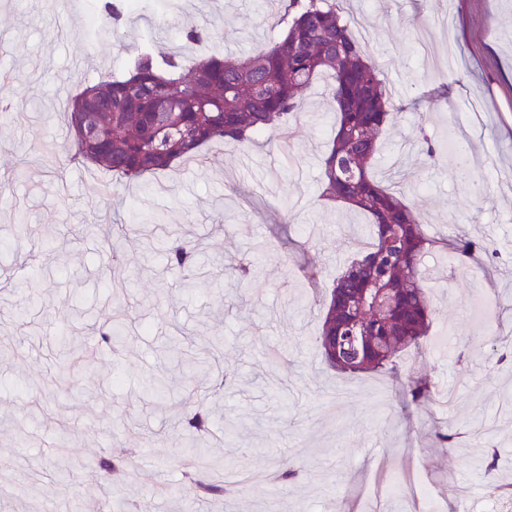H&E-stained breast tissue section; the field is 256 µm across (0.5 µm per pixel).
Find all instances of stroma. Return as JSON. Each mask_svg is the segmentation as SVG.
Here are the masks:
<instances>
[{
	"label": "stroma",
	"instance_id": "35a3bbf8",
	"mask_svg": "<svg viewBox=\"0 0 512 512\" xmlns=\"http://www.w3.org/2000/svg\"><path fill=\"white\" fill-rule=\"evenodd\" d=\"M102 0H0V336L17 358H0V512H498L512 484V363L496 338L512 336V0H350L351 30L380 70L397 110L378 134L377 178L399 187L437 238L491 243L498 258L464 273L431 251L437 314L428 339L404 360L400 380L330 370L315 338L319 298L369 238L366 219L321 199L322 158L334 134L325 81L300 94V134L259 138L242 149L214 144L174 170L102 189L92 167L64 163V91L126 73L143 45L195 60L190 28H204L211 54L247 55L278 39L263 18L280 0H139L120 26L125 48L90 18ZM83 58L73 71L74 58ZM477 104L485 130L469 146L474 170L427 166L416 136L448 137V114ZM119 224L111 245L74 228ZM174 233L195 247L198 278L169 268L161 245ZM43 267L30 281L28 258ZM246 264L247 277L235 267ZM492 303L491 323L470 318ZM124 312L125 343L92 347L57 387L37 383L63 360L64 333L108 324ZM214 350L209 377L174 369L163 353L173 327ZM169 375L174 392L151 394ZM223 390H216V383ZM455 387L451 407H407L403 384ZM205 402L212 422L207 480L236 467L249 480L214 503L184 482V398ZM47 403L53 420L42 418ZM67 422L60 436L54 419ZM454 425L457 445L434 446ZM72 468L53 477L54 448ZM151 452L156 466L131 468L122 486L86 470L106 449ZM498 453L495 476L480 460ZM302 464L287 485L266 476L280 461Z\"/></svg>",
	"mask_w": 512,
	"mask_h": 512
}]
</instances>
